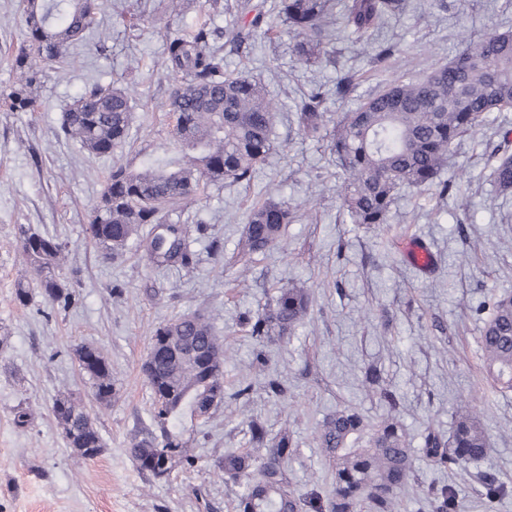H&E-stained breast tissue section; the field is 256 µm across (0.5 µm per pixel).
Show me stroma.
Instances as JSON below:
<instances>
[{
  "label": "stroma",
  "mask_w": 512,
  "mask_h": 512,
  "mask_svg": "<svg viewBox=\"0 0 512 512\" xmlns=\"http://www.w3.org/2000/svg\"><path fill=\"white\" fill-rule=\"evenodd\" d=\"M210 13L191 0L175 17L168 0H103L88 44L75 46L66 68L40 69L33 112L9 111L0 99V512H234L242 487L216 466L224 452L245 448L249 423L269 435L288 432L295 449L288 486L326 495L330 472L315 441L322 420L352 406L376 422L395 414L412 448L428 431L450 436L466 403L480 412L491 450L478 461L433 469L415 463L402 512H431L429 485L455 490L457 512H512V392H496L482 372L479 306L512 293V196L489 179L493 153L512 152V109L494 113L459 139L443 178L459 179L469 198L459 207L436 187L410 189L396 199L388 223H350L336 192L338 168L324 138L304 136L296 122L304 96L322 89L328 117H338L404 71L421 75L460 51L461 35L477 40L512 30V0H409L405 12L374 32L377 43L398 51L391 64L344 28H337L322 62L306 65L276 10L240 47L231 31L245 27L236 0ZM209 20L224 53V69L265 85L279 104L273 148L250 183L211 184L168 213L167 223L187 229L188 264L161 268L145 251L105 257L86 233L113 162L138 170L178 156L168 99L175 81L164 54L167 38ZM19 0H0V96L17 84L12 60L23 45ZM351 74L355 89L341 100L337 76ZM127 87L133 114L127 142L113 156H94L60 132L62 113L93 84ZM270 195L288 202L297 218L281 246L243 266L231 263L249 209ZM57 238L65 246L61 278L73 294L69 308L47 303L21 254V232ZM414 246L430 249V263H412ZM25 283L32 299L20 304ZM303 284L308 314L293 336L259 343L247 318L272 302L280 288ZM199 312L210 318L230 348L227 387L248 395L225 398L208 419L183 416L191 464L169 477L140 471L129 448L154 431L150 390L142 372L152 332L161 322ZM98 346L112 366L116 394L97 402L78 368L75 350ZM265 351L264 368L253 367ZM379 380L365 382L368 369ZM278 379L284 390L267 386ZM80 397L94 418L103 448L92 460L64 444L51 413L62 394ZM32 409L27 428L14 425L18 406ZM506 485L491 500L484 481Z\"/></svg>",
  "instance_id": "obj_1"
}]
</instances>
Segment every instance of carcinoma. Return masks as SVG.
<instances>
[{
    "label": "carcinoma",
    "mask_w": 512,
    "mask_h": 512,
    "mask_svg": "<svg viewBox=\"0 0 512 512\" xmlns=\"http://www.w3.org/2000/svg\"><path fill=\"white\" fill-rule=\"evenodd\" d=\"M102 0H20L25 22L24 46L14 58L20 88L5 97L12 112H33L34 87L44 62L69 60L70 49L86 41ZM406 7V0H278V10L293 34L297 61L315 64L326 55L332 28L340 23L357 40ZM240 13L251 25L264 21V4L238 0ZM448 63L422 77L401 76L379 93L344 112L329 132V150L336 156V191L352 224L388 222L404 188L438 184L440 194L458 190L456 182L439 180L448 166L454 143L474 132L490 114L512 108V30L494 31L472 40ZM168 68L177 84L168 102L176 118L174 136L181 147L177 158L158 160L130 171L116 163L87 231L108 257L123 254L134 243L145 244L158 266L185 264L190 242L177 225H165L175 206L195 197L201 183L249 182L272 149L278 106L266 88L244 75L224 72V55L207 24L166 40ZM320 92L305 98L298 112L299 130L315 137L326 128ZM132 106L126 89L95 85L77 96L62 115L61 131L92 155H110L129 138ZM490 179L497 191L512 194V154H494ZM295 212L268 197L254 203L238 243V256L249 260L282 242ZM151 231L142 234L145 225ZM63 244L37 233L24 235L22 256L40 276L42 294L61 308L72 302L67 283L56 275ZM307 289L291 285L274 303L249 318L252 335L270 339L292 335L307 316ZM485 378L500 393L512 392V293L488 305L481 334ZM154 356L149 367L152 419L160 435L133 443L130 453L139 469L154 472L164 464L156 446L179 449L189 461L182 434L169 429L185 412L195 417L211 402L224 401V360L228 347L203 315H182L159 324L151 336ZM76 353L93 359L87 372L95 399L108 403L115 394L112 368L102 352L82 345ZM67 445L83 458L101 452L94 419L79 400L63 395L52 405ZM252 447L231 449L216 467L240 480L244 492L235 512H397L399 498L414 473V458L400 421L389 416L375 425L358 410L338 409L328 415L316 440L332 472L326 502L288 489L286 462L293 453L288 433L267 439L264 427L251 421ZM491 451L480 416L469 406L455 416L452 435L430 432L423 454L439 469L467 464ZM433 512H455L449 487L430 490Z\"/></svg>",
    "instance_id": "cac0c4a2"
}]
</instances>
